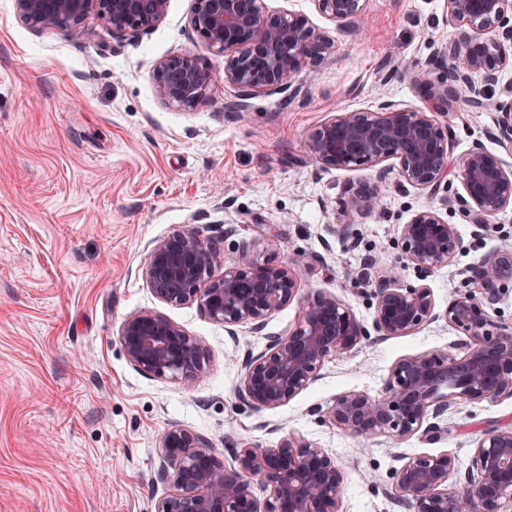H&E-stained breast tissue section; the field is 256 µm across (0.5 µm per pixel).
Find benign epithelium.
Listing matches in <instances>:
<instances>
[{
    "mask_svg": "<svg viewBox=\"0 0 512 512\" xmlns=\"http://www.w3.org/2000/svg\"><path fill=\"white\" fill-rule=\"evenodd\" d=\"M317 10L344 33L362 27V0H314ZM20 21L33 30L76 26L91 10L105 20L112 35L134 36L161 24L169 0H14ZM454 38L439 54L444 74L435 66L412 73L424 88L431 111L381 102L369 112H344L323 122L310 136L309 159L316 176L331 170L362 167L375 172L373 184L348 190L345 219L328 225L335 237L354 239L355 216L375 210L378 184L397 172L407 185L435 194L448 181L451 130L448 114L460 108L492 106L497 131L512 142V85L502 74L512 69V0H447ZM207 49L224 55V86L237 106L260 94L292 91L306 66L316 67L334 53V43L317 32L306 16L275 12L266 0H194L189 19ZM207 57L188 53L159 62L154 82L159 98L182 109H196L209 99ZM480 231L490 218L512 207V162L474 143L460 171ZM398 244L421 277L449 266L463 248L454 224L427 205L401 225ZM224 274L213 276L216 269ZM512 271V254L496 252L472 267L470 280L479 292L464 291L436 309L424 284H400L393 270L373 283V330L383 337L408 336L425 323H448L462 333L454 356L444 351L398 360L381 394L345 393L328 408L338 427L362 436L388 434L403 440L420 434L431 443L444 431L443 416L459 400L495 402L512 397V328L492 317ZM143 275L157 299L167 304L197 303L212 321L224 325L232 340L237 328L264 331L271 314L298 295L296 272L255 261L248 247L229 261L197 227L176 230L150 248ZM369 335L353 311L335 297L313 292L303 299L302 318L280 336L265 337L263 350H246L240 401L257 410L293 400L319 376L325 363L355 349ZM119 341L139 371L168 378L189 388L202 371V344L164 316L143 312L122 324ZM162 462L152 484L173 492L159 498L154 512H342L344 471L329 453L305 437L290 434L275 448L249 443L233 451L236 468L224 469L203 437L179 427L161 439ZM460 488L448 491V480ZM259 484L272 490L260 501ZM512 494V427L483 430L474 441L469 466L442 452L414 454L393 473L392 495L412 512H500Z\"/></svg>",
    "mask_w": 512,
    "mask_h": 512,
    "instance_id": "7a95c632",
    "label": "benign epithelium"
}]
</instances>
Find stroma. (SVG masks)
<instances>
[{"instance_id":"1","label":"stroma","mask_w":512,"mask_h":512,"mask_svg":"<svg viewBox=\"0 0 512 512\" xmlns=\"http://www.w3.org/2000/svg\"><path fill=\"white\" fill-rule=\"evenodd\" d=\"M267 5L305 14L336 51L300 74L295 97L261 94L236 111L223 55L189 26L193 0H170L165 20L133 38L113 37L94 12L67 29L31 30L13 0H0V512H154L167 492L152 482L160 436L174 426L205 437L229 469L238 442L273 448L301 434L345 468L343 512H408L388 493L404 456L445 451L465 466L476 430L512 424V398L458 401L434 443L357 437L328 419L338 396L377 394L399 359L454 351L459 334L441 321L408 336H367L288 404L253 410L236 396L244 353L294 328L300 302L272 313L264 336L240 327L235 344L197 304L153 295L142 274L147 247L187 226L218 241L227 259L245 245L258 262L296 266L302 291L337 297L367 325L379 269L426 283L441 309L467 285L470 267L512 250V208L476 231L456 177L440 213L463 248L429 277L408 264L397 229L430 199L398 178L357 218L353 241L327 230L341 221L349 186L373 172L314 177L310 135L333 115L384 100L425 108L412 73L453 36L445 0H364L366 23L350 35L313 0ZM186 53L207 55L214 72L209 101L197 109L166 105L153 80L161 60ZM496 118L488 109L449 115L452 160L476 141L512 155V143L494 136ZM370 256L376 266H366ZM141 312L202 342L193 387L127 361L120 330Z\"/></svg>"}]
</instances>
